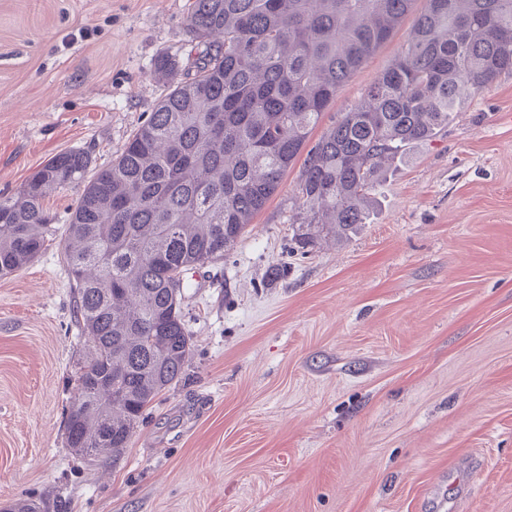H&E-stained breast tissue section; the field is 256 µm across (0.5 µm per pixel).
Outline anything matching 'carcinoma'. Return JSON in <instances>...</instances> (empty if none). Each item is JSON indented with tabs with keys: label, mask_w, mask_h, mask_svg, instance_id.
<instances>
[{
	"label": "carcinoma",
	"mask_w": 512,
	"mask_h": 512,
	"mask_svg": "<svg viewBox=\"0 0 512 512\" xmlns=\"http://www.w3.org/2000/svg\"><path fill=\"white\" fill-rule=\"evenodd\" d=\"M413 0H192L204 46L120 154L48 160L0 196V277L56 240L48 192L84 184L60 243L82 356L67 384L65 444L112 459L192 355L176 277L224 257L301 153L293 224L306 247L365 223L384 165L448 125L462 98L512 74V0H425L413 37L363 100L311 148L337 90L386 42Z\"/></svg>",
	"instance_id": "1"
}]
</instances>
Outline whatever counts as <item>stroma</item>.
Here are the masks:
<instances>
[{
  "mask_svg": "<svg viewBox=\"0 0 512 512\" xmlns=\"http://www.w3.org/2000/svg\"><path fill=\"white\" fill-rule=\"evenodd\" d=\"M191 0H0V196L54 155L108 164L188 69ZM424 0L337 91L397 60ZM512 75L385 167L369 218L302 248L301 164L182 291L193 352L120 459L65 446L79 357L58 246L0 277V505L49 512H512Z\"/></svg>",
  "mask_w": 512,
  "mask_h": 512,
  "instance_id": "35a3bbf8",
  "label": "stroma"
}]
</instances>
